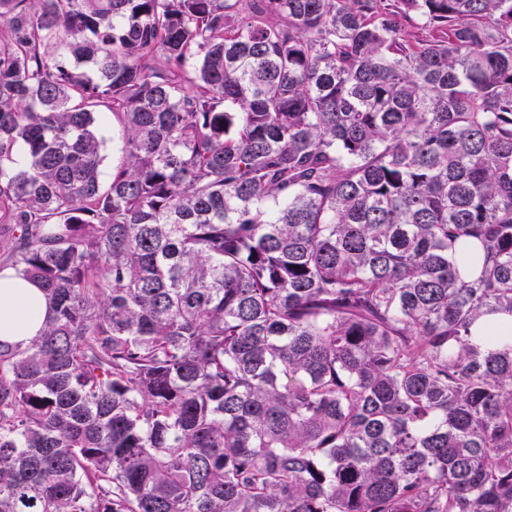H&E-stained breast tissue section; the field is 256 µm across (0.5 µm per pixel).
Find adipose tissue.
Here are the masks:
<instances>
[{"mask_svg":"<svg viewBox=\"0 0 512 512\" xmlns=\"http://www.w3.org/2000/svg\"><path fill=\"white\" fill-rule=\"evenodd\" d=\"M50 313L49 303L34 283L11 269L0 271V339L28 343L40 331Z\"/></svg>","mask_w":512,"mask_h":512,"instance_id":"obj_1","label":"adipose tissue"}]
</instances>
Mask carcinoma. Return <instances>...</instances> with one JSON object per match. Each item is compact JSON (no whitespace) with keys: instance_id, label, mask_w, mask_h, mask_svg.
I'll return each mask as SVG.
<instances>
[{"instance_id":"1","label":"carcinoma","mask_w":512,"mask_h":512,"mask_svg":"<svg viewBox=\"0 0 512 512\" xmlns=\"http://www.w3.org/2000/svg\"><path fill=\"white\" fill-rule=\"evenodd\" d=\"M0 24V512H512V0ZM98 123L101 132L106 138L103 151L104 160L101 167L106 177V175L111 172L112 168L119 165L122 161V144L119 135L120 124L117 116L108 112L98 114ZM50 313L41 289L12 269L0 272V339L27 344L40 331ZM480 335L511 336L512 316L503 314L487 315L479 321Z\"/></svg>"}]
</instances>
